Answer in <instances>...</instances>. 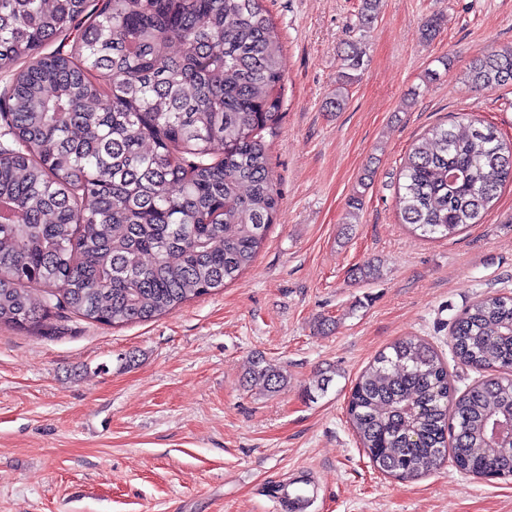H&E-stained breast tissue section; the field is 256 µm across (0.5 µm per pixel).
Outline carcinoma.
I'll return each mask as SVG.
<instances>
[{"label":"carcinoma","instance_id":"obj_1","mask_svg":"<svg viewBox=\"0 0 512 512\" xmlns=\"http://www.w3.org/2000/svg\"><path fill=\"white\" fill-rule=\"evenodd\" d=\"M379 5L363 0V26ZM282 52L263 0H0V65H20L0 100V325L144 322L249 268L280 205L264 135L282 119ZM467 77L512 84V48ZM429 134L397 205L420 236L448 238L512 182V144L478 119ZM450 337L492 375L455 397L434 348L402 339L360 375L349 422L385 475L418 477L449 452L465 473L512 477V450L491 446L492 424H512V295L474 303ZM249 378L288 382L262 358Z\"/></svg>","mask_w":512,"mask_h":512}]
</instances>
